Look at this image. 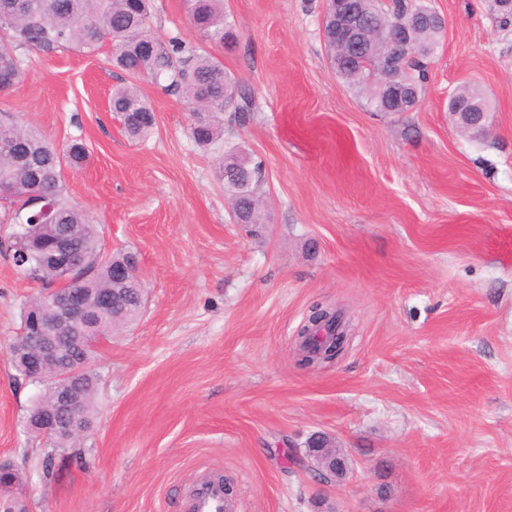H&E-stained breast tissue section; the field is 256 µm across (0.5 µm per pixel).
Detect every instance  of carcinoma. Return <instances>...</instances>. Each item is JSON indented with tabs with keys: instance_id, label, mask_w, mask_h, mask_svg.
I'll return each mask as SVG.
<instances>
[{
	"instance_id": "cac0c4a2",
	"label": "carcinoma",
	"mask_w": 512,
	"mask_h": 512,
	"mask_svg": "<svg viewBox=\"0 0 512 512\" xmlns=\"http://www.w3.org/2000/svg\"><path fill=\"white\" fill-rule=\"evenodd\" d=\"M150 0H0V81L17 75L21 59L18 51L83 49L91 51L104 42L111 45L109 63L134 78L143 74L165 82L164 89L182 95L194 115L191 134L200 145H208L221 133L215 113L232 109L238 120L253 111L252 95L224 71L211 53L188 45L174 36L162 45L151 30ZM368 22L353 49L348 45L326 44L336 75L366 95L377 112H384L385 87L374 73L378 57L385 50V21L408 26L412 31L414 56L399 74V80L412 95H421L430 60L444 34V23L436 17L431 0H360ZM187 13L194 29L214 45H224L234 37V27L224 12V0H186ZM481 88L465 84L455 89V101L469 106L481 103L492 111L487 99L479 97ZM110 110L120 114L125 133L131 139L146 137L155 126L151 105L132 82L112 92ZM88 158L85 145L74 140L57 148L39 129L14 122H0V187L12 192L5 199L14 209L16 230L6 244L15 266L41 284L40 293L29 299L21 316L40 307L50 318L44 295L62 280V276L39 263L36 254L24 243L26 237L39 239L35 227L24 230L20 215L27 211L32 195L54 208L57 223L78 231L77 253L86 265V273L74 275L67 288H105L110 282L112 263L127 259V254L104 252L101 228L64 197V167H76ZM224 181L232 213L241 224H263L262 202L258 189L261 169L249 167L241 151H231L218 166ZM143 282L120 285L113 301L115 320L102 324L103 332L132 322L142 305ZM84 396L83 421L90 425L96 411L99 377L93 373L80 380Z\"/></svg>"
}]
</instances>
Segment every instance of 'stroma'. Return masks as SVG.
Instances as JSON below:
<instances>
[{"label": "stroma", "mask_w": 512, "mask_h": 512, "mask_svg": "<svg viewBox=\"0 0 512 512\" xmlns=\"http://www.w3.org/2000/svg\"><path fill=\"white\" fill-rule=\"evenodd\" d=\"M445 36L419 105L374 112L330 65L323 0H224L233 42L212 53L252 93L245 124L193 140L180 96L138 86L156 117L132 140L109 107L128 76L108 47L21 51L0 118L37 126L89 157L66 169L70 200L134 253L139 318L104 345L80 457L25 428L41 387L8 345L39 291L0 253V505L26 512H185L218 472L230 512H512V23L485 0H434ZM152 32L202 41L184 0H150ZM489 93L493 130L462 135L448 95ZM262 165V224L234 223L223 152ZM340 311L348 345L300 367L313 304ZM348 452L340 481L312 471L306 443Z\"/></svg>", "instance_id": "35a3bbf8"}]
</instances>
